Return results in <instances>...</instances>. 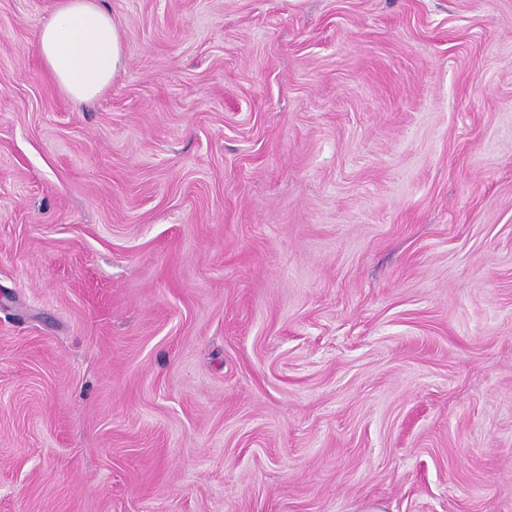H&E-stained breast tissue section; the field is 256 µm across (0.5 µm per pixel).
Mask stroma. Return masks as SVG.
<instances>
[{
  "label": "stroma",
  "mask_w": 512,
  "mask_h": 512,
  "mask_svg": "<svg viewBox=\"0 0 512 512\" xmlns=\"http://www.w3.org/2000/svg\"><path fill=\"white\" fill-rule=\"evenodd\" d=\"M0 0V512H512V0H103L73 106Z\"/></svg>",
  "instance_id": "stroma-1"
}]
</instances>
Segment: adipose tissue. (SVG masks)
I'll use <instances>...</instances> for the list:
<instances>
[{
    "label": "adipose tissue",
    "instance_id": "1",
    "mask_svg": "<svg viewBox=\"0 0 512 512\" xmlns=\"http://www.w3.org/2000/svg\"><path fill=\"white\" fill-rule=\"evenodd\" d=\"M34 49L76 105L100 98L125 64L124 34L99 0H57L35 34Z\"/></svg>",
    "mask_w": 512,
    "mask_h": 512
}]
</instances>
